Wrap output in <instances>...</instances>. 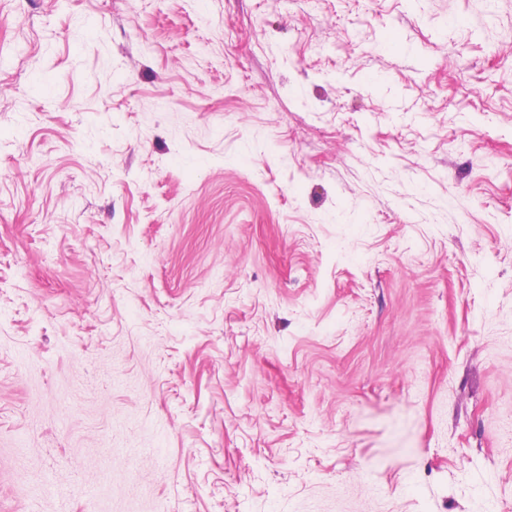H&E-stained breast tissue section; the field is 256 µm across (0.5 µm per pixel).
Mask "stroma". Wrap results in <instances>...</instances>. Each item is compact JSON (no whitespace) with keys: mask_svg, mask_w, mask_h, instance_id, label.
<instances>
[{"mask_svg":"<svg viewBox=\"0 0 512 512\" xmlns=\"http://www.w3.org/2000/svg\"><path fill=\"white\" fill-rule=\"evenodd\" d=\"M0 0V512H512V0Z\"/></svg>","mask_w":512,"mask_h":512,"instance_id":"stroma-1","label":"stroma"}]
</instances>
